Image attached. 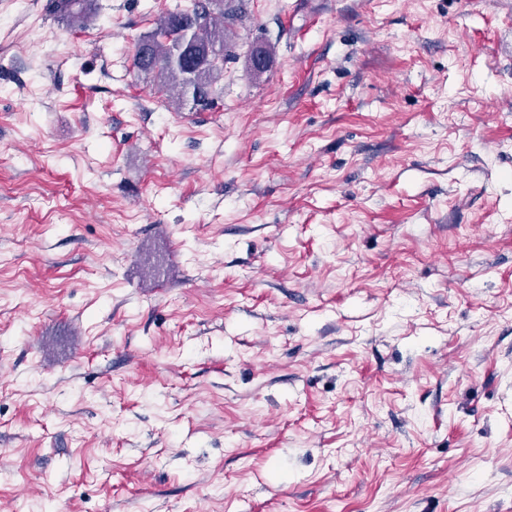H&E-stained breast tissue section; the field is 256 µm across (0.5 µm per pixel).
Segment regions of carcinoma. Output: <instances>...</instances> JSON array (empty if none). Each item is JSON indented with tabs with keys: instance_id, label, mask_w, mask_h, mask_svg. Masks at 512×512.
<instances>
[{
	"instance_id": "cac0c4a2",
	"label": "carcinoma",
	"mask_w": 512,
	"mask_h": 512,
	"mask_svg": "<svg viewBox=\"0 0 512 512\" xmlns=\"http://www.w3.org/2000/svg\"><path fill=\"white\" fill-rule=\"evenodd\" d=\"M91 0H50L49 7L69 26L89 18ZM241 0H193L192 7L168 13L133 48L136 74L153 75L158 90L197 112L217 105L214 85L224 78V62L238 58L232 29L242 23Z\"/></svg>"
}]
</instances>
